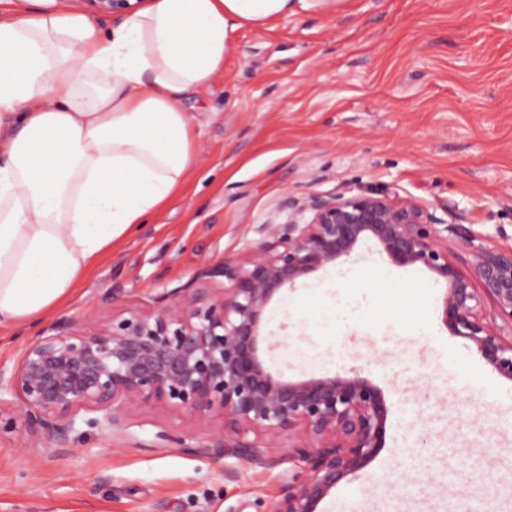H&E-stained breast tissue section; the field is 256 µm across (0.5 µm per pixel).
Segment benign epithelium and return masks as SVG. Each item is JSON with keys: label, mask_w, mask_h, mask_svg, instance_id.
<instances>
[{"label": "benign epithelium", "mask_w": 512, "mask_h": 512, "mask_svg": "<svg viewBox=\"0 0 512 512\" xmlns=\"http://www.w3.org/2000/svg\"><path fill=\"white\" fill-rule=\"evenodd\" d=\"M96 12H127L141 0H86ZM286 224L231 259L207 262L189 280L112 314L56 323L31 337L16 363L0 365V433L27 429L34 445L73 449L78 425L129 428L146 407L209 428L217 458L271 468L283 454L304 474L283 479L269 512L317 506L385 446L388 408L357 375L290 382L263 360V315L281 290L375 238L400 266L419 265L448 283L442 319L453 336L512 381V248L448 224L412 197L286 196ZM467 255L471 275L454 262ZM492 305L486 311L485 302Z\"/></svg>", "instance_id": "obj_1"}]
</instances>
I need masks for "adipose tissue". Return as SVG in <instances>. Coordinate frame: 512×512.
Here are the masks:
<instances>
[{
  "instance_id": "1",
  "label": "adipose tissue",
  "mask_w": 512,
  "mask_h": 512,
  "mask_svg": "<svg viewBox=\"0 0 512 512\" xmlns=\"http://www.w3.org/2000/svg\"><path fill=\"white\" fill-rule=\"evenodd\" d=\"M336 0H152L99 32L80 12L0 20V330L62 306L196 164L190 94L243 28Z\"/></svg>"
}]
</instances>
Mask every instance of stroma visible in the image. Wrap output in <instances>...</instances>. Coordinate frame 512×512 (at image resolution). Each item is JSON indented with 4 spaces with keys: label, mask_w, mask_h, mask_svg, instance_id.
I'll use <instances>...</instances> for the list:
<instances>
[{
    "label": "stroma",
    "mask_w": 512,
    "mask_h": 512,
    "mask_svg": "<svg viewBox=\"0 0 512 512\" xmlns=\"http://www.w3.org/2000/svg\"><path fill=\"white\" fill-rule=\"evenodd\" d=\"M197 97L181 193L105 254L41 327L162 293L286 223V196L385 188L512 247V0H337L237 32ZM445 281L363 237L269 304L266 367L289 381L359 370L388 407L385 446L318 512H512V381L452 336ZM67 454L0 436V512H269L280 477L216 459L209 429L148 408ZM166 429L185 445L159 438ZM238 473L226 477V470Z\"/></svg>",
    "instance_id": "1"
}]
</instances>
